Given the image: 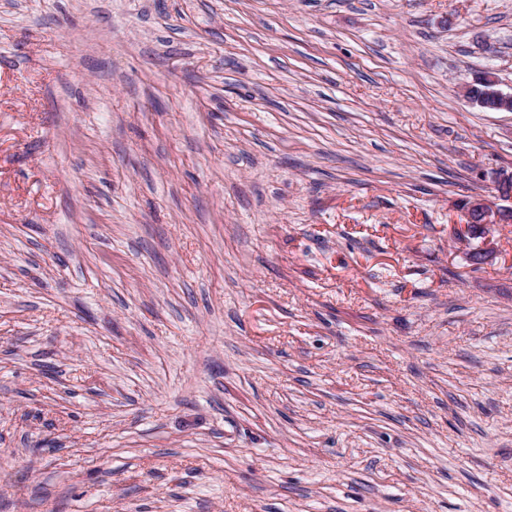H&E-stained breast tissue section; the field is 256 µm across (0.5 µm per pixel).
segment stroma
I'll use <instances>...</instances> for the list:
<instances>
[{
	"mask_svg": "<svg viewBox=\"0 0 512 512\" xmlns=\"http://www.w3.org/2000/svg\"><path fill=\"white\" fill-rule=\"evenodd\" d=\"M488 68L512 0H0V512H512ZM464 228L468 232L488 229L494 224H509L512 221V206H497L483 197H471L462 208Z\"/></svg>",
	"mask_w": 512,
	"mask_h": 512,
	"instance_id": "1",
	"label": "stroma"
}]
</instances>
